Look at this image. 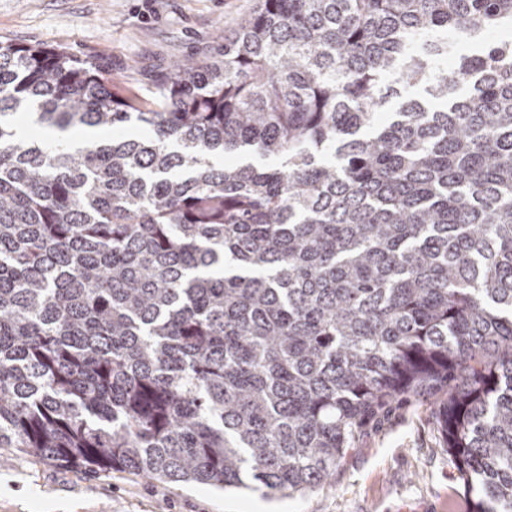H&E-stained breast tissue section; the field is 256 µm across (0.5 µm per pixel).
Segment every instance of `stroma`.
<instances>
[{"instance_id": "obj_1", "label": "stroma", "mask_w": 512, "mask_h": 512, "mask_svg": "<svg viewBox=\"0 0 512 512\" xmlns=\"http://www.w3.org/2000/svg\"><path fill=\"white\" fill-rule=\"evenodd\" d=\"M260 0H0V42L105 63L118 96L152 98L156 76L184 58L208 60ZM435 398L419 394L365 426L324 484L272 498L196 483L65 467L0 450V512H467Z\"/></svg>"}]
</instances>
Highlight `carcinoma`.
Returning a JSON list of instances; mask_svg holds the SVG:
<instances>
[{
	"mask_svg": "<svg viewBox=\"0 0 512 512\" xmlns=\"http://www.w3.org/2000/svg\"><path fill=\"white\" fill-rule=\"evenodd\" d=\"M491 28L512 0H261L148 106L0 44V450L289 497L446 384L471 512H512V39L440 37Z\"/></svg>",
	"mask_w": 512,
	"mask_h": 512,
	"instance_id": "cac0c4a2",
	"label": "carcinoma"
}]
</instances>
